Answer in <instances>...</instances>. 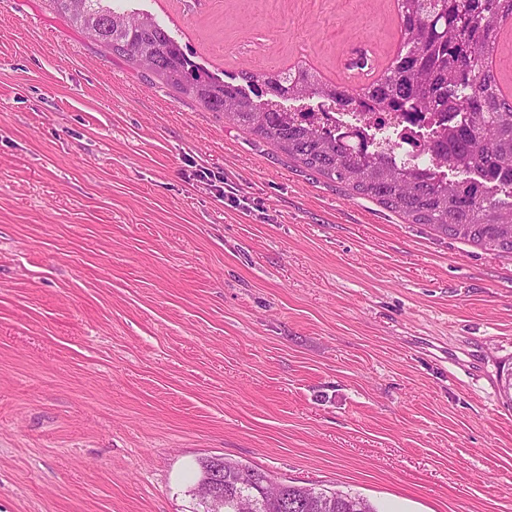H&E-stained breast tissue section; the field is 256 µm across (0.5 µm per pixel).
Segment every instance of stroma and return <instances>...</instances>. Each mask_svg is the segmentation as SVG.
<instances>
[{"mask_svg":"<svg viewBox=\"0 0 512 512\" xmlns=\"http://www.w3.org/2000/svg\"><path fill=\"white\" fill-rule=\"evenodd\" d=\"M125 0L210 67L338 63L396 0ZM512 258L413 224L0 0V512H192L197 461L512 512Z\"/></svg>","mask_w":512,"mask_h":512,"instance_id":"35a3bbf8","label":"stroma"}]
</instances>
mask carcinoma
I'll return each mask as SVG.
<instances>
[{"label": "carcinoma", "mask_w": 512, "mask_h": 512, "mask_svg": "<svg viewBox=\"0 0 512 512\" xmlns=\"http://www.w3.org/2000/svg\"><path fill=\"white\" fill-rule=\"evenodd\" d=\"M88 37L124 57L211 112L273 144L305 168L377 200L412 224L449 237L488 243L512 257V191L493 184L512 179V100L485 66L512 0H397L402 49L384 75L359 89L328 83L306 68L219 75L191 59L150 14L125 12L112 0H49ZM329 101L346 112H458L456 125L428 144L450 180L397 165L369 145L304 124L283 101ZM288 512L297 498H337L336 512H379L365 497L340 490L288 485Z\"/></svg>", "instance_id": "1"}]
</instances>
